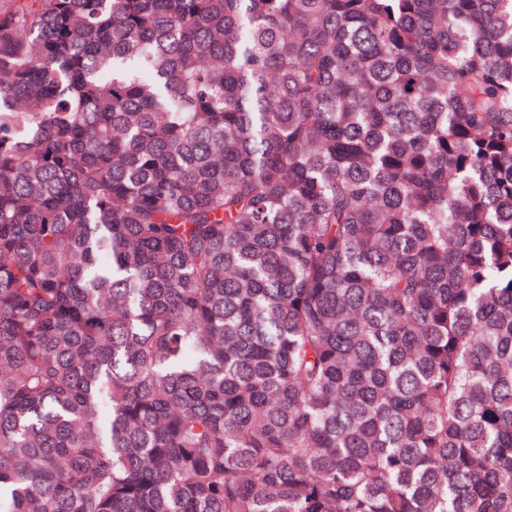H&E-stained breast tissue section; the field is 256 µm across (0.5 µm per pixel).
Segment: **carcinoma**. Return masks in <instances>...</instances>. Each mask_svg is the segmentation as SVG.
<instances>
[{
    "label": "carcinoma",
    "instance_id": "1",
    "mask_svg": "<svg viewBox=\"0 0 512 512\" xmlns=\"http://www.w3.org/2000/svg\"><path fill=\"white\" fill-rule=\"evenodd\" d=\"M0 512H512V0H0Z\"/></svg>",
    "mask_w": 512,
    "mask_h": 512
}]
</instances>
